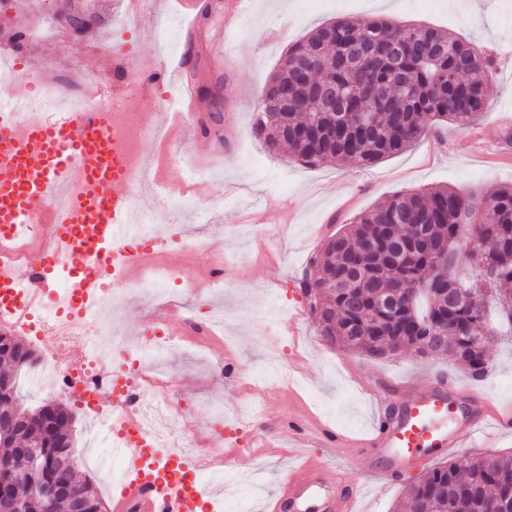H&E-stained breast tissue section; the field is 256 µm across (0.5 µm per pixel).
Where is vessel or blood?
Returning a JSON list of instances; mask_svg holds the SVG:
<instances>
[{
	"instance_id": "1",
	"label": "vessel or blood",
	"mask_w": 512,
	"mask_h": 512,
	"mask_svg": "<svg viewBox=\"0 0 512 512\" xmlns=\"http://www.w3.org/2000/svg\"><path fill=\"white\" fill-rule=\"evenodd\" d=\"M185 35L176 63L158 65L140 56L121 71L119 90L166 84L180 91L184 105L199 98L188 77L192 57L189 37L195 26L197 0H177ZM98 91L85 83V108L46 112L34 123H20L16 114L0 115V151L10 158L0 166V249H8L34 229L42 243L21 255L16 264L0 265V322L23 332L34 309L43 303L44 289L59 269H67L68 289L61 313L77 317L95 307L112 279L131 273L139 254L129 242L147 245L152 234L131 221L133 188L139 170L124 156L109 134L110 115L95 105ZM80 174L82 190L70 209L59 212L55 224L41 228L42 205L53 187ZM26 276H19V267ZM459 388L449 378L414 381L396 402L378 401L371 428L348 436L328 429L316 439L324 453L304 455L301 463L280 479L276 494L263 505L265 512H357L362 490L346 486L327 456L345 449L364 458L369 479L382 483L399 475L421 458H436L460 447L490 418L491 405L478 392L460 401ZM105 430L121 439L118 454L125 477L112 493V512H213V491L204 487L193 467L176 452H161L143 432L137 416L113 403Z\"/></svg>"
}]
</instances>
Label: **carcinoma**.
Instances as JSON below:
<instances>
[{"instance_id":"obj_1","label":"carcinoma","mask_w":512,"mask_h":512,"mask_svg":"<svg viewBox=\"0 0 512 512\" xmlns=\"http://www.w3.org/2000/svg\"><path fill=\"white\" fill-rule=\"evenodd\" d=\"M351 43L368 38L373 52L351 64L330 36ZM401 46L394 74L386 46ZM492 60L468 41L423 25L401 28L385 19L359 21L339 17L293 44L281 68L267 81L269 118L255 121L253 132L270 147L281 146L309 166L323 163L372 165L397 154L433 125L466 126L486 108V78ZM332 85L344 95L335 112L326 110L315 88ZM373 112L376 125L362 115ZM482 211L478 233L485 249L473 257L461 249L465 217ZM368 239L377 242L369 256ZM448 253V282L433 293L411 295V289L434 277L435 257ZM496 271L485 280L480 267ZM512 185L492 192L463 193L447 186L396 193L359 214L329 235L317 273L299 284L314 291L310 311L320 336L332 345L367 357L422 353L429 330L447 324L448 334L433 354L452 353L468 375L482 380L493 369L490 343L483 338L491 325L488 302L501 321L512 327ZM0 470L9 471L22 454H39L47 464L35 471L11 474L14 486L32 495L29 512H66L68 501L48 504L35 496L44 483L60 480L84 496L85 512H105L104 502L87 480L77 477L71 409L63 401L26 407L18 381L34 371L35 351L19 339L0 336ZM512 505V454H463L432 467L409 483L396 512H484L490 499Z\"/></svg>"}]
</instances>
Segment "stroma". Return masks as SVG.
Wrapping results in <instances>:
<instances>
[{"mask_svg": "<svg viewBox=\"0 0 512 512\" xmlns=\"http://www.w3.org/2000/svg\"><path fill=\"white\" fill-rule=\"evenodd\" d=\"M209 2L196 23L204 54L189 77L200 90L198 111L211 134L175 124L160 88L134 96L142 111L159 115L161 132L144 142V151L164 150L176 161L161 173L165 196L147 187L143 200L155 207L161 224L184 230L189 246L175 259L184 293L155 299L149 288L130 289L118 330L134 348L151 316L225 314L224 333L231 344L220 341L204 349L187 344L161 359L183 383L184 432L206 448L213 447L222 428L238 427L246 436L261 433L243 510L256 512L258 499L277 490L273 473L298 457L299 442L290 435L289 422L310 430L324 425L360 433L373 420L370 391L392 398L389 382L446 373L461 390H476L499 413L512 415L511 345H491L494 370L485 381L471 380L448 355L371 359L325 342L296 286L339 224L395 193L435 186L485 192L512 184V0H252L249 16L230 35L224 32V0ZM67 13L93 16L92 33L78 38L63 29L61 17ZM341 16L423 24L472 42L493 60L483 116L467 126L448 123L429 130L404 151L368 168L310 167L286 149H269L252 129L264 83L290 45ZM179 28L172 15L161 21L149 15L125 19L120 0H0V44L16 42L32 69L48 67L59 77L90 67L101 86L96 105L107 111L122 106L127 97L112 90L117 61L101 55V42L125 43L132 54L168 62L178 55ZM218 264L224 267L220 291L202 282ZM297 309L304 315L299 343L287 349L296 372L295 383L288 385L267 375L268 352L257 337L272 328L287 335L286 313ZM221 356L241 367L238 381L226 380L213 368V359ZM73 412L78 474L103 501H110L112 470L120 461L96 438L86 411L77 406ZM430 466L423 460L387 488L366 487L360 512H394L410 476Z\"/></svg>", "mask_w": 512, "mask_h": 512, "instance_id": "obj_1", "label": "stroma"}]
</instances>
